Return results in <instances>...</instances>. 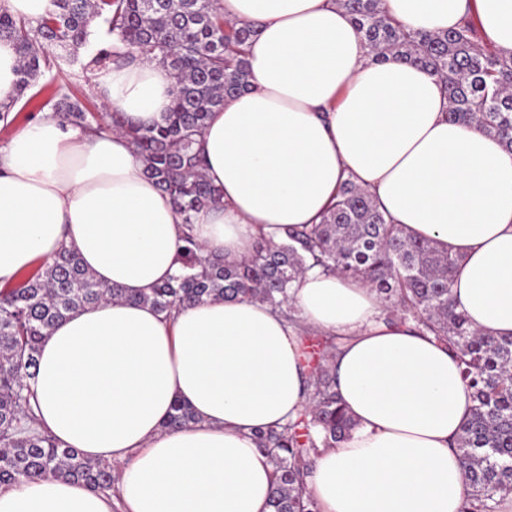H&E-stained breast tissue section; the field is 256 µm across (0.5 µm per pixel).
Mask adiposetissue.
<instances>
[{
  "label": "adipose tissue",
  "mask_w": 512,
  "mask_h": 512,
  "mask_svg": "<svg viewBox=\"0 0 512 512\" xmlns=\"http://www.w3.org/2000/svg\"><path fill=\"white\" fill-rule=\"evenodd\" d=\"M258 35L249 91L226 98L200 137L220 193L193 218L204 256H248L284 227L315 224L345 181L393 223L458 257L452 303L471 328L512 335V153L449 122L428 70L370 52L337 0H221ZM409 29L475 19L512 54V0H383ZM109 111L148 128L176 91L157 61L97 70ZM182 221L130 139L91 135L52 111L0 148V285L64 248L125 300L72 312L44 339L31 388L65 448L119 469L118 495L45 479L0 486V512H269L273 468L255 430L306 402L301 328L339 334L337 391L355 422L316 459L319 512H463L452 444L474 401L447 347L386 324L364 282L307 271L289 291L301 324L247 299L173 316L140 303L179 268ZM196 420L170 429L174 401Z\"/></svg>",
  "instance_id": "adipose-tissue-1"
}]
</instances>
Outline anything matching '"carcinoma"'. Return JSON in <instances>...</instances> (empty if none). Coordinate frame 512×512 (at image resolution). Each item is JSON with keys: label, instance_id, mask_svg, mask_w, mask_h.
Wrapping results in <instances>:
<instances>
[{"label": "carcinoma", "instance_id": "carcinoma-1", "mask_svg": "<svg viewBox=\"0 0 512 512\" xmlns=\"http://www.w3.org/2000/svg\"><path fill=\"white\" fill-rule=\"evenodd\" d=\"M363 32L376 57L429 70L448 96V121L474 125L512 153V57L489 50L471 24L453 31H411L395 24L382 0H338ZM57 11L38 20L0 12V39L14 43L20 59L16 95L0 107V122L36 80L42 67L73 63L72 52L89 43L96 20L110 41L100 42L91 64L156 60L176 79L163 123L147 129L125 125L114 112L97 114L60 91L52 111L86 132L123 131L144 164V173L171 198L183 224L216 203L196 149L212 112L224 98L251 88L245 47L255 26L224 19L219 0H56ZM186 234L181 272L135 299L171 314L209 299L246 298L275 309L288 303L292 283L318 267L344 278H361L387 310L416 323L447 345L475 405L456 440L468 485L464 512H501L512 495V336L490 337L470 328L450 297L458 259L429 238L414 237L392 223L356 184H343L320 223L287 230L280 243L263 242L249 257H203ZM119 288L101 285L64 248L14 288L0 289V485L48 478L112 489V465L62 448L38 426L29 380L37 370L41 340L66 316L86 305L124 300ZM322 365L309 377V402L297 418L255 435L272 463L271 512H318L306 479L321 448L346 440L354 422L336 392L334 364L340 337L319 343ZM195 420L176 402L167 426Z\"/></svg>", "mask_w": 512, "mask_h": 512}]
</instances>
